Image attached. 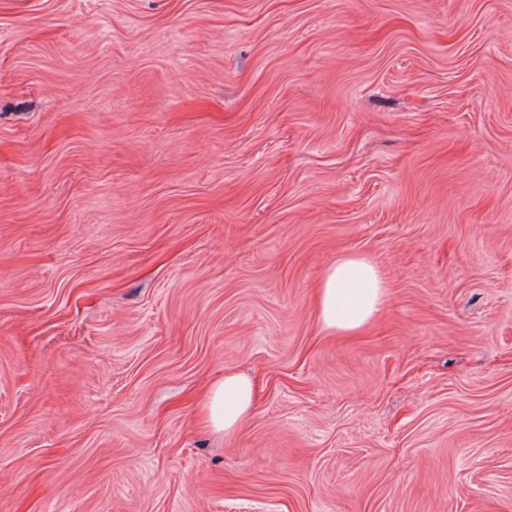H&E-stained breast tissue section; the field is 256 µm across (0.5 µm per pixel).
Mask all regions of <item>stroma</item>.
<instances>
[{"instance_id": "1", "label": "stroma", "mask_w": 512, "mask_h": 512, "mask_svg": "<svg viewBox=\"0 0 512 512\" xmlns=\"http://www.w3.org/2000/svg\"><path fill=\"white\" fill-rule=\"evenodd\" d=\"M0 512H512V0H0ZM387 285L366 256L344 254L319 280L315 300L322 331L328 336H352L363 331L387 299ZM257 400L258 387L250 377L225 370L201 396V422L213 433L232 436L250 417Z\"/></svg>"}]
</instances>
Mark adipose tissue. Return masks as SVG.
<instances>
[{"label": "adipose tissue", "instance_id": "adipose-tissue-1", "mask_svg": "<svg viewBox=\"0 0 512 512\" xmlns=\"http://www.w3.org/2000/svg\"><path fill=\"white\" fill-rule=\"evenodd\" d=\"M387 295V285L369 258L340 256L316 286L322 331L329 336L360 333L377 317ZM257 400L258 387L250 377L224 372L208 383L201 396V422L213 433L231 436L250 417Z\"/></svg>", "mask_w": 512, "mask_h": 512}]
</instances>
